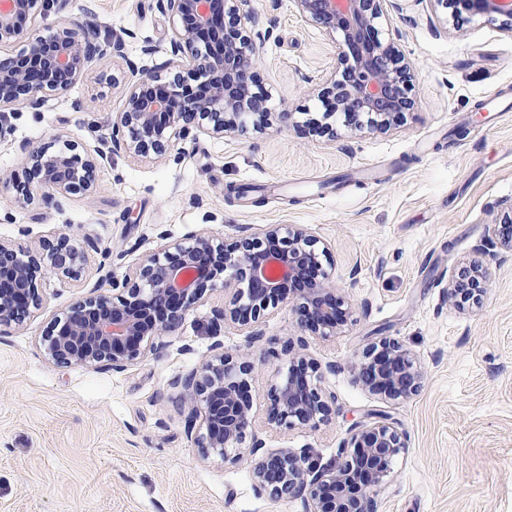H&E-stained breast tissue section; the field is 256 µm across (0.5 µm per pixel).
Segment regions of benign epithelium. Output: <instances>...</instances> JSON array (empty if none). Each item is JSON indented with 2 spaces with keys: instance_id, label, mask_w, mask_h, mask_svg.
Instances as JSON below:
<instances>
[{
  "instance_id": "benign-epithelium-1",
  "label": "benign epithelium",
  "mask_w": 512,
  "mask_h": 512,
  "mask_svg": "<svg viewBox=\"0 0 512 512\" xmlns=\"http://www.w3.org/2000/svg\"><path fill=\"white\" fill-rule=\"evenodd\" d=\"M0 46L18 51L0 58V134L5 112L38 110L48 95L67 90L81 78L85 65L119 49L123 39L102 34L90 8L80 17L68 15L69 0H3ZM247 0H157L172 19V34L164 43L145 45L139 79L126 94L122 111L107 125L103 143L80 155L68 141L56 150L51 142L22 140L18 156L34 190L21 189L23 200L43 209H57L76 191L95 188L96 167L115 154L145 156L162 153L170 142L183 140L190 128L208 136L233 132L249 115L266 110L256 106L250 85L265 36L255 31L257 16ZM297 10L336 42V71L319 93L326 114L342 113L354 134L388 133L397 129L415 101L410 65L392 41L380 37L388 23V0H293ZM443 9L440 23L465 11L488 21L505 19L501 31L512 37V0H432ZM55 15L58 25L47 36H34L27 23ZM158 55L165 60L157 64ZM188 65L201 81L184 85L179 75L162 80L159 71ZM317 244L303 228L282 235V227L266 224L255 237L227 243L205 233H191L146 254L122 283L112 280V247L100 250L101 275L90 293L56 316L41 346L54 364L121 371L165 347L173 332L222 281L230 298L215 312V321L238 327L251 342L262 335L258 324L279 305L296 304L300 327L313 336L342 333L352 307L331 281L318 278ZM85 251L76 236L63 232L36 252L21 251L0 241V335L10 332L39 309L42 299L33 279L36 269L58 277L76 278ZM275 260L284 268L272 281L264 266ZM469 273L479 283L448 280V302H475L490 280L488 266L477 263ZM110 286L121 295L101 293ZM288 359V374L269 392L275 427L313 426L329 420L335 396L311 380L313 363L286 343L273 357ZM254 364L239 361L214 345L213 354L185 377L176 380L184 395L206 411L197 437L204 457L223 460L246 441L253 403L245 395ZM357 381L389 400L415 393L423 378L410 351L391 341L371 343L351 362ZM407 433L397 423L379 419L351 429L340 445L344 459L322 465L310 453L286 448L268 452L252 472L257 493L299 498L304 512H378V495L387 484L395 457L407 448Z\"/></svg>"
}]
</instances>
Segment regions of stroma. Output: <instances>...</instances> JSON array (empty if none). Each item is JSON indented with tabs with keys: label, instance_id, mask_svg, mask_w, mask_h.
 Masks as SVG:
<instances>
[{
	"label": "stroma",
	"instance_id": "stroma-1",
	"mask_svg": "<svg viewBox=\"0 0 512 512\" xmlns=\"http://www.w3.org/2000/svg\"><path fill=\"white\" fill-rule=\"evenodd\" d=\"M95 3L107 29L128 32L123 51L96 60L42 111L10 113L0 171L23 179V139L51 134L91 148L139 78L145 42H165L170 21L156 0ZM269 37L256 63L268 122L200 138L164 158L123 154L96 170L97 188L42 214L0 194V239L34 250L73 227L90 240L80 279L36 273L42 307L0 335V512H303L301 500L253 489L248 455L203 457L174 378L195 369L214 342L248 355L252 430L267 447L336 460L350 428L386 415L408 434L379 494L381 512H512V259L491 267L477 304H448L449 278L481 259L492 222L512 205V37L469 14L444 30L429 0H399L388 32L415 67L414 112L400 132L358 138L322 133L318 89L336 66V44L302 19L292 0H248ZM291 113L281 124L279 113ZM305 226L325 247L323 268L353 307L342 335L304 336L292 305L250 344L215 330L223 287L207 290L158 355L123 371L49 363L39 339L55 315L98 278L111 246L123 280L162 238L205 229L226 242L255 227ZM305 339L318 382L336 398L327 422L291 429L268 423V392L285 361L264 354ZM391 340L424 373L409 398L381 399L347 366L371 343Z\"/></svg>",
	"mask_w": 512,
	"mask_h": 512
}]
</instances>
